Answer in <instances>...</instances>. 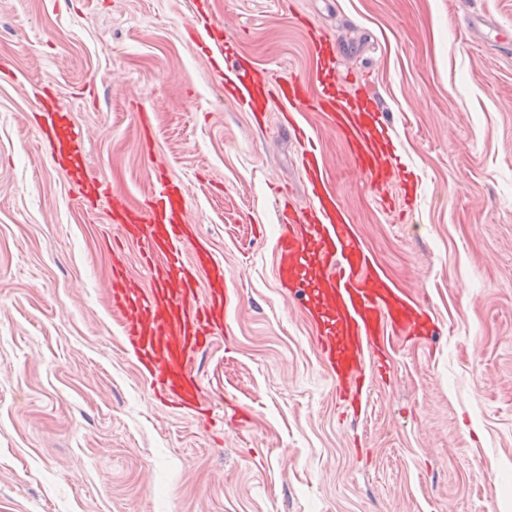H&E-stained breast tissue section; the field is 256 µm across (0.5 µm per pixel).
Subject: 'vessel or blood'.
Returning <instances> with one entry per match:
<instances>
[{"label":"vessel or blood","mask_w":512,"mask_h":512,"mask_svg":"<svg viewBox=\"0 0 512 512\" xmlns=\"http://www.w3.org/2000/svg\"><path fill=\"white\" fill-rule=\"evenodd\" d=\"M298 21L320 64L314 85L296 75L270 80L248 58L230 53L214 38L218 24L212 19L191 16L184 29L212 59L225 94L251 112L255 124L266 122L265 100L277 98L279 125L301 147V168L313 199L302 211L288 199L279 200L274 273L281 293L298 300L314 328L311 343L333 381L337 401L353 409L361 404L367 375L379 366L390 341L433 335L435 323L427 306L387 278L360 242L346 209L326 185L322 154L296 121L302 109L321 112L344 140L355 166L375 186L382 206L397 209L398 194H409L412 182L377 98L363 88H349L339 77L335 42L306 16ZM33 116L80 200L94 206L101 190L85 177L81 134L67 112L40 100ZM151 172L154 191L139 205H131L119 189L109 197L113 223L125 241L141 243L151 273L147 286L132 278L123 249L105 240L111 257L112 311L121 319L124 346L155 398L203 419L210 403L193 360L223 333L238 291L231 286L232 274L213 258L190 223L185 187L161 166Z\"/></svg>","instance_id":"vessel-or-blood-1"}]
</instances>
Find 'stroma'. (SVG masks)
I'll return each instance as SVG.
<instances>
[{"instance_id":"obj_1","label":"stroma","mask_w":512,"mask_h":512,"mask_svg":"<svg viewBox=\"0 0 512 512\" xmlns=\"http://www.w3.org/2000/svg\"><path fill=\"white\" fill-rule=\"evenodd\" d=\"M196 5L277 75H313L299 14L338 36L419 179L398 221L320 113L298 114L363 244L438 325L389 346L360 415L274 276L275 189L308 201L297 146L225 97L183 36ZM476 20L512 32V0H0V512H512V48ZM42 91L87 173L134 202L154 189L150 112L155 160L233 274L240 306L197 359L215 432L160 405L124 350L112 217L46 157Z\"/></svg>"}]
</instances>
